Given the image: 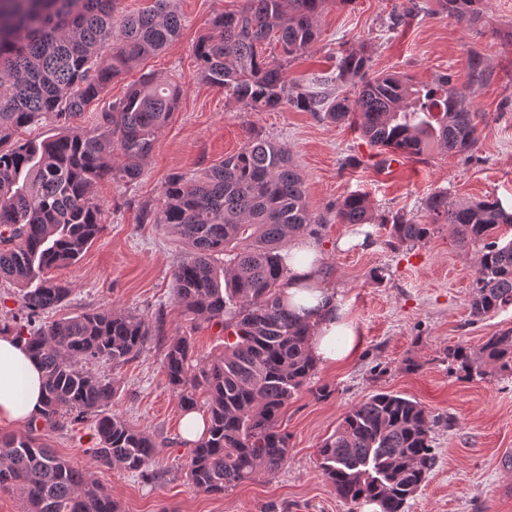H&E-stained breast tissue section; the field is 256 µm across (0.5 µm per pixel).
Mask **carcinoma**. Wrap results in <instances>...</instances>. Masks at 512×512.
Returning <instances> with one entry per match:
<instances>
[{
    "instance_id": "carcinoma-1",
    "label": "carcinoma",
    "mask_w": 512,
    "mask_h": 512,
    "mask_svg": "<svg viewBox=\"0 0 512 512\" xmlns=\"http://www.w3.org/2000/svg\"><path fill=\"white\" fill-rule=\"evenodd\" d=\"M118 0H0V280L19 286L17 309L0 313V334L25 341L45 376L40 421L94 418L99 463L132 473L154 464L159 444L144 430L107 411L112 380L87 365L122 366L154 339L143 319L100 310L41 323L72 293L40 273L80 260L102 229L94 202L104 176L132 183L144 172L160 130L177 108L181 90L143 75L125 97L100 114L97 126L72 125L132 63L165 48L181 29L174 0L124 14ZM324 0H241L217 14L212 32L195 46L203 81L224 89L251 110L289 105L332 122L356 126L378 154L422 160L434 152L471 151L477 113L448 76L420 86L397 75H368L364 48L341 53L330 82L355 79L331 97L288 83V63L319 38ZM484 0H438L464 27L481 20ZM274 40L282 58L263 55ZM490 78L473 55L470 83ZM43 117L65 125L41 142L16 139ZM424 220L395 213L377 219L368 197L341 200L342 224H381L390 245L425 242L446 224L457 241L477 251L470 288L471 319L512 306V212L498 198L451 204L436 191ZM153 223L186 240L190 251L172 272L173 298L194 319L224 328V354L195 355L184 336L172 338L163 368L178 404L198 407L206 394V430L196 441L187 473L204 494L257 475H273L288 461L281 418L317 370L309 343L314 326L282 303L291 240L318 219L288 149L259 135L238 152L190 176L165 183ZM448 368L463 379L512 378V327L493 332L479 348L448 347ZM438 419L412 398L392 391L367 397L347 411L318 448L320 467L336 494L378 512H405L434 463L431 432ZM0 487L20 493L24 512H119L111 494L57 455L44 438L0 434Z\"/></svg>"
}]
</instances>
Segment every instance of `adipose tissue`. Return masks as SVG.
<instances>
[{"label": "adipose tissue", "instance_id": "ef3b65f1", "mask_svg": "<svg viewBox=\"0 0 512 512\" xmlns=\"http://www.w3.org/2000/svg\"><path fill=\"white\" fill-rule=\"evenodd\" d=\"M287 279L282 298L302 319L313 324L311 349L317 358L333 363L348 356L352 331L336 304V295L324 276L321 249L310 238L299 237L288 250ZM43 375L29 358L23 342L0 335V422L26 424L42 408Z\"/></svg>", "mask_w": 512, "mask_h": 512}]
</instances>
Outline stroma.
I'll return each mask as SVG.
<instances>
[{
  "mask_svg": "<svg viewBox=\"0 0 512 512\" xmlns=\"http://www.w3.org/2000/svg\"><path fill=\"white\" fill-rule=\"evenodd\" d=\"M239 4L177 0L179 36L115 79L76 120L93 127L101 111L145 73L181 89L140 180L99 181L100 236L78 262L48 272L73 286L57 316L112 309L161 320L160 338L137 358L117 369L92 367L116 384L111 411L160 443L152 475L144 479L98 463L90 452L89 418L65 419L46 431L47 443L106 487L122 512H371L337 496L321 473L317 450L347 410L374 393L393 391L415 399L438 420L431 433L436 464L405 512H512V378L466 380L450 372L445 358L450 346L475 349L486 336L512 327V308L471 320L477 255L459 246L447 228L427 242L392 247L381 225L342 224L336 218L337 204L354 191L367 194L382 215H420L424 200L438 190L447 191L453 204L492 197L512 204V0H486L480 24L471 28L435 12L434 0H325L319 40L309 57L288 68L289 81L305 85L329 75L339 49L364 44L369 74L400 72L419 85L448 76L479 114V141L472 151H437L425 160L400 158L388 165L349 125L287 105L253 111L201 80L195 45L216 14ZM408 5L414 11L405 25L390 28L393 11ZM474 51L491 71L482 85L469 82ZM254 131L286 146L304 179L319 220L314 238L353 331L352 349L336 364L318 365L313 390L289 404L282 422L289 455L279 472L207 495L187 478L191 445L182 436L184 413L162 358L165 339L174 336L187 337L197 355L217 357L224 351V333L189 320L175 304L171 273L187 247L145 219L143 209L159 204L168 178L222 161ZM318 387L326 388V396H315Z\"/></svg>",
  "mask_w": 512,
  "mask_h": 512,
  "instance_id": "1",
  "label": "stroma"
}]
</instances>
